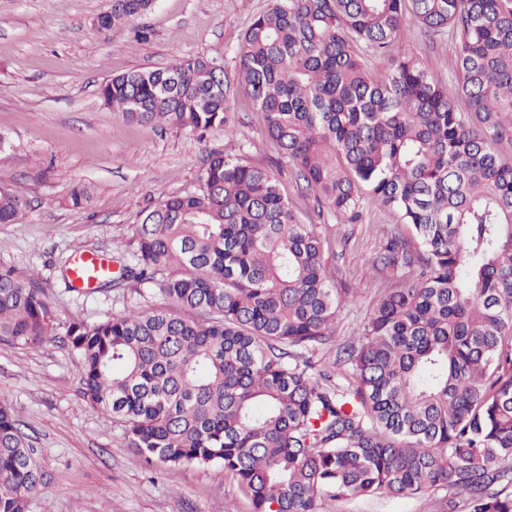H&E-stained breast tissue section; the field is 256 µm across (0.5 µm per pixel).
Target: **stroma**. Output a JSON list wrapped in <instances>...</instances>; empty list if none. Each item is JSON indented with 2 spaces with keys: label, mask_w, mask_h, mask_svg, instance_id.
Wrapping results in <instances>:
<instances>
[{
  "label": "stroma",
  "mask_w": 512,
  "mask_h": 512,
  "mask_svg": "<svg viewBox=\"0 0 512 512\" xmlns=\"http://www.w3.org/2000/svg\"><path fill=\"white\" fill-rule=\"evenodd\" d=\"M270 0H156L141 20L151 35L96 26L112 0H0V180L29 202L24 215L0 224V267L39 282L61 326L95 323L128 309L162 306L154 284L132 280L97 293L68 288L63 264L80 252L130 257L133 230L146 211L201 184L209 153L224 152L273 169L294 212L316 225L326 242L324 261L337 288L351 300L336 316L335 332L318 357L334 359L356 336L379 294L389 285L366 265L384 234L398 228L392 211L365 202L357 223L336 219L298 181L266 138L242 87L234 83L235 55L254 15ZM457 42L428 33L405 17L396 52L427 62L449 94L460 84ZM189 56L222 64L230 77L233 135L131 122L105 107L102 82L137 68H158ZM88 187L87 205L68 202ZM79 359L64 337L32 348L0 343V398L11 403L28 435L45 483L27 512H251L235 480L217 464L143 463L119 425L81 395ZM445 492L355 496L329 512H432Z\"/></svg>",
  "instance_id": "35a3bbf8"
}]
</instances>
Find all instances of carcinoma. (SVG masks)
I'll return each instance as SVG.
<instances>
[{
    "label": "carcinoma",
    "instance_id": "cac0c4a2",
    "mask_svg": "<svg viewBox=\"0 0 512 512\" xmlns=\"http://www.w3.org/2000/svg\"><path fill=\"white\" fill-rule=\"evenodd\" d=\"M154 0H112L101 31ZM459 39L457 96L415 54L374 80L357 48L389 53L405 14ZM267 137L336 218L363 197L410 235L367 264L392 280L342 349L351 377L312 376L347 297L316 225L275 174L224 153L203 187L148 211L122 275L166 305L72 322L87 403L120 423L147 464H219L251 512H323L358 495L454 490L445 512H512V0H272L237 51ZM224 70L205 57L134 69L103 104L162 128L232 133ZM28 202L0 182V223ZM197 313L195 321L175 312ZM41 285L0 270V342L57 336ZM43 484L13 407L0 400V512Z\"/></svg>",
    "mask_w": 512,
    "mask_h": 512
}]
</instances>
